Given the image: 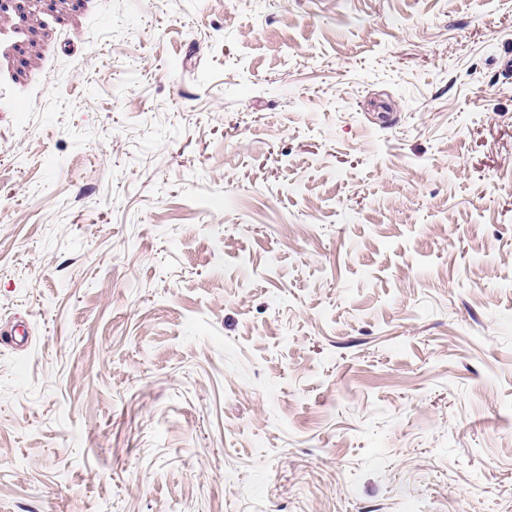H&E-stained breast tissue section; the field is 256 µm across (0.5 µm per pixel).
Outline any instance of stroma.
<instances>
[{
  "label": "stroma",
  "instance_id": "obj_1",
  "mask_svg": "<svg viewBox=\"0 0 512 512\" xmlns=\"http://www.w3.org/2000/svg\"><path fill=\"white\" fill-rule=\"evenodd\" d=\"M510 55L512 0L0 9V512H512Z\"/></svg>",
  "mask_w": 512,
  "mask_h": 512
}]
</instances>
